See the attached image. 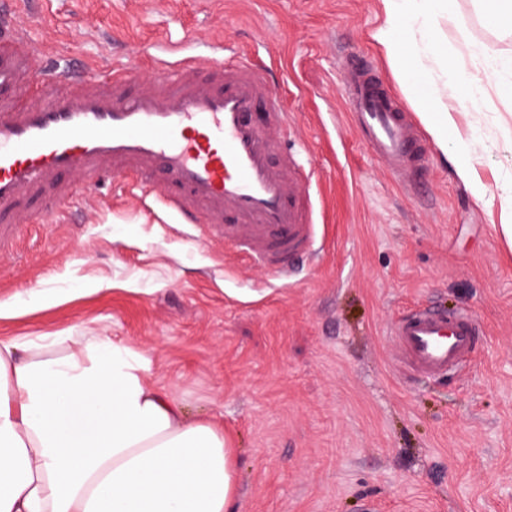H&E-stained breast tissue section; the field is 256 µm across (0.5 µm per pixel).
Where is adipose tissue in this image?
Masks as SVG:
<instances>
[{"mask_svg": "<svg viewBox=\"0 0 512 512\" xmlns=\"http://www.w3.org/2000/svg\"><path fill=\"white\" fill-rule=\"evenodd\" d=\"M379 41L472 193L469 145L451 141L458 76L435 79L445 46L406 62L395 21L436 30L447 0H383ZM238 450L223 425L190 418L150 376L145 350L88 328L46 342L0 338V512H237Z\"/></svg>", "mask_w": 512, "mask_h": 512, "instance_id": "adipose-tissue-1", "label": "adipose tissue"}]
</instances>
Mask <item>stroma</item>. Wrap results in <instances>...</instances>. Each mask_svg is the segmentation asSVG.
<instances>
[{
  "instance_id": "1",
  "label": "stroma",
  "mask_w": 512,
  "mask_h": 512,
  "mask_svg": "<svg viewBox=\"0 0 512 512\" xmlns=\"http://www.w3.org/2000/svg\"><path fill=\"white\" fill-rule=\"evenodd\" d=\"M481 6L448 0L433 38L449 68L476 72V47L512 60V33L490 27ZM23 21L50 48L46 70L134 51L144 91L159 36L280 60L290 143L312 173L304 190L324 246L279 279L201 241L154 198L74 174L52 220L0 253L1 302L29 288L51 297L0 319V337L86 325L147 349L153 380L233 436L241 512H512V244L500 231L512 102L497 81L453 114L485 196L430 137L412 193L366 148L340 92L342 45L370 56L427 129L378 41L382 0H34ZM418 304L470 312L483 328V345L451 376L424 381L390 364V326Z\"/></svg>"
}]
</instances>
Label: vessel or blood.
<instances>
[{"label": "vessel or blood", "instance_id": "1", "mask_svg": "<svg viewBox=\"0 0 512 512\" xmlns=\"http://www.w3.org/2000/svg\"><path fill=\"white\" fill-rule=\"evenodd\" d=\"M15 0H0V251L20 226L44 222L72 193L69 175L120 180L159 194L179 223L289 277L320 246L304 167L288 153V114L272 68L232 44L185 53L167 45L156 85L136 87L127 63L42 76ZM351 122L389 176L406 184L427 150L379 69L339 56ZM471 315L427 308L391 327L393 365L434 380L475 352Z\"/></svg>", "mask_w": 512, "mask_h": 512}]
</instances>
